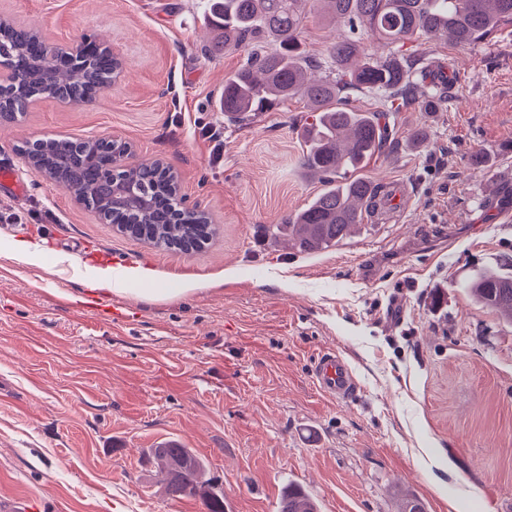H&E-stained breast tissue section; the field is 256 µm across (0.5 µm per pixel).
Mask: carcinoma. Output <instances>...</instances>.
<instances>
[{
	"label": "carcinoma",
	"mask_w": 512,
	"mask_h": 512,
	"mask_svg": "<svg viewBox=\"0 0 512 512\" xmlns=\"http://www.w3.org/2000/svg\"><path fill=\"white\" fill-rule=\"evenodd\" d=\"M206 5L215 32L213 53L230 43L247 49L244 64L224 79V117L243 122L295 94L305 98L313 114L305 126L300 164L325 188L299 212L261 228L264 236L302 253L336 246L361 223V208L378 187L349 173L393 143L392 113L342 107L348 90L379 91L393 101L423 99L430 106L439 98L416 79L415 59L392 56L355 63L363 40L402 45L424 36L467 46L500 24L512 23V0H206ZM314 8L348 28V35L330 47L328 73L319 79L307 75L315 60L305 54L300 39L306 15ZM1 59L9 70L0 79V123L24 115L47 86L71 108L83 109L120 64L103 46L61 57L42 33L9 17H0ZM18 151L36 171L81 198L102 222L125 225L130 236L155 247L200 249L216 232L202 212L192 223L183 220L178 175L171 169L138 163L107 176L105 164L128 151L125 143L44 136L24 142ZM467 288L484 307L512 323V272H482ZM150 459L164 474L170 499H198L206 512H224V489L206 477V463L193 449L167 441L151 449ZM172 461L181 464L175 482L168 470ZM279 512H318V505L307 492L290 486Z\"/></svg>",
	"instance_id": "cac0c4a2"
}]
</instances>
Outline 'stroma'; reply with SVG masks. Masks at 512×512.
I'll list each match as a JSON object with an SVG mask.
<instances>
[{"label":"stroma","instance_id":"1","mask_svg":"<svg viewBox=\"0 0 512 512\" xmlns=\"http://www.w3.org/2000/svg\"><path fill=\"white\" fill-rule=\"evenodd\" d=\"M0 15L53 42L90 35L126 70L85 109L42 97L0 127V165L27 186H0V210L26 217L0 223V496L30 512H204L168 499L150 463L175 440L223 484L227 512H278L291 485L320 512H512V325L466 289L512 258L511 23L466 47L365 43L364 57L442 69L448 94L398 106L397 148L359 171L407 185L401 212L306 254L258 227L323 188L299 163L309 112L295 98L225 121L224 78L246 54L209 56L204 0H0ZM344 32L312 13L302 39L324 64ZM208 122L224 126L217 165ZM47 135L118 137L162 160L216 238L170 252L119 233L18 153ZM93 271L125 273L122 289L89 291ZM325 349L355 372L353 403L314 386Z\"/></svg>","mask_w":512,"mask_h":512}]
</instances>
